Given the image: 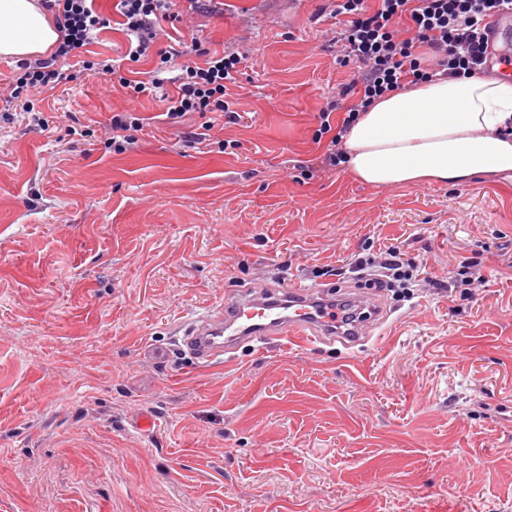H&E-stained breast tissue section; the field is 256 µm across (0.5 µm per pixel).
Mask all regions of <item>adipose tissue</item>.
Masks as SVG:
<instances>
[{"label":"adipose tissue","instance_id":"ef3b65f1","mask_svg":"<svg viewBox=\"0 0 512 512\" xmlns=\"http://www.w3.org/2000/svg\"><path fill=\"white\" fill-rule=\"evenodd\" d=\"M59 33L36 0H0V55L54 50ZM512 80L440 79L394 91L360 115L342 141L346 166L377 186L512 183Z\"/></svg>","mask_w":512,"mask_h":512}]
</instances>
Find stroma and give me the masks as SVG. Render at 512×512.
<instances>
[{
  "label": "stroma",
  "instance_id": "35a3bbf8",
  "mask_svg": "<svg viewBox=\"0 0 512 512\" xmlns=\"http://www.w3.org/2000/svg\"><path fill=\"white\" fill-rule=\"evenodd\" d=\"M320 5L202 0L178 24L253 51L238 121L214 119L229 151L67 63L34 103L48 127L0 97V512H512V185L303 175L352 78ZM132 107L147 132L112 152ZM390 246L427 281L353 351L173 349L225 290L357 288L334 269ZM465 260L486 287L445 289ZM144 120L143 117L138 115V112H117L112 115L108 130L112 133V136L107 137L105 144L112 146L115 152H125L133 149L139 141L137 134L144 131Z\"/></svg>",
  "mask_w": 512,
  "mask_h": 512
}]
</instances>
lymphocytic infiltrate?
Wrapping results in <instances>:
<instances>
[{"instance_id":"obj_1","label":"lymphocytic infiltrate","mask_w":512,"mask_h":512,"mask_svg":"<svg viewBox=\"0 0 512 512\" xmlns=\"http://www.w3.org/2000/svg\"><path fill=\"white\" fill-rule=\"evenodd\" d=\"M97 0H39L60 33L50 57L21 60L9 85L10 99L23 102L33 123L46 126L35 112L33 95L53 90L62 79L59 62L82 58L83 69L112 75L130 100L152 95L164 85L174 87L166 116L182 123L186 115L202 116L200 127L190 131L191 142L212 140L213 122L207 114L218 112L228 120L237 114L230 97L239 75L248 63L246 49L216 51L198 38L166 36L163 22L179 19L185 6L199 0H118L122 31L127 38L124 55L118 59H86L88 46L109 21L96 6ZM333 41L341 66L354 70L351 81L340 87L334 100L318 114L315 140H327L323 164L335 168L344 161L340 143L377 99L408 84L442 78H473L488 74L484 21L501 12L512 11V0H329ZM184 66H176L180 57ZM149 61L148 78L136 77L133 64ZM344 110L341 124L331 116ZM354 271L367 274V285L394 291L397 298L410 296L417 280L416 264L397 249L356 258Z\"/></svg>"}]
</instances>
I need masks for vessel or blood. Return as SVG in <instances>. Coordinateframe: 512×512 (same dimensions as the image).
<instances>
[{"label": "vessel or blood", "mask_w": 512, "mask_h": 512, "mask_svg": "<svg viewBox=\"0 0 512 512\" xmlns=\"http://www.w3.org/2000/svg\"><path fill=\"white\" fill-rule=\"evenodd\" d=\"M488 56L501 74L512 75V13L487 19ZM386 316L369 297H330L324 291L293 285L278 290L251 288L228 292L221 306L179 324L178 349L200 366L226 363L243 346L267 350L292 343L358 345Z\"/></svg>", "instance_id": "b4317fda"}]
</instances>
